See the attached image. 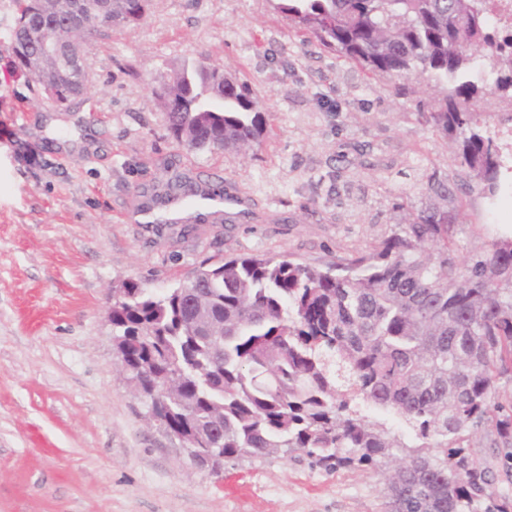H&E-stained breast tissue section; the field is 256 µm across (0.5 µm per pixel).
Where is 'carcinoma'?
<instances>
[{"label":"carcinoma","mask_w":512,"mask_h":512,"mask_svg":"<svg viewBox=\"0 0 512 512\" xmlns=\"http://www.w3.org/2000/svg\"><path fill=\"white\" fill-rule=\"evenodd\" d=\"M24 28L53 36L73 0L53 12L18 0ZM292 28L371 75L431 74L452 94L426 122L459 171L426 175L425 205L407 210L399 232L327 269L264 254L198 270V288L159 297L133 280L114 289L112 337L127 378L155 376L166 389L154 415L217 431L224 462L303 451L331 471L395 461L385 512H512L491 491L494 468L512 477V239L468 255L458 245L450 180L497 187L504 155L481 130L477 59L512 99V36L493 32L484 0H278ZM169 136L191 150L246 155L268 134L249 84L204 57L159 94ZM224 327L203 336L193 304ZM393 412L422 451L361 414ZM492 436L495 464L472 449Z\"/></svg>","instance_id":"obj_1"}]
</instances>
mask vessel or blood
<instances>
[{
	"label": "vessel or blood",
	"instance_id": "b4317fda",
	"mask_svg": "<svg viewBox=\"0 0 512 512\" xmlns=\"http://www.w3.org/2000/svg\"><path fill=\"white\" fill-rule=\"evenodd\" d=\"M228 204L241 207L245 201L215 194L209 186L199 184L191 192L175 194L160 204L137 210L135 221L139 224L188 223L203 209L211 215L222 216Z\"/></svg>",
	"mask_w": 512,
	"mask_h": 512
}]
</instances>
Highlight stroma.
I'll return each instance as SVG.
<instances>
[{
    "label": "stroma",
    "instance_id": "stroma-1",
    "mask_svg": "<svg viewBox=\"0 0 512 512\" xmlns=\"http://www.w3.org/2000/svg\"><path fill=\"white\" fill-rule=\"evenodd\" d=\"M16 16L0 0V512H384L381 466L292 450L198 468L128 385L106 311L124 279L160 294L255 253L324 269L391 236L425 173L457 168L424 119L450 83L370 75L294 36L273 0H151L91 38V87L64 110L15 69ZM203 55L249 80L274 129L247 156L166 130L159 81ZM178 180L248 205L135 223ZM456 194L466 250L512 238V172Z\"/></svg>",
    "mask_w": 512,
    "mask_h": 512
}]
</instances>
